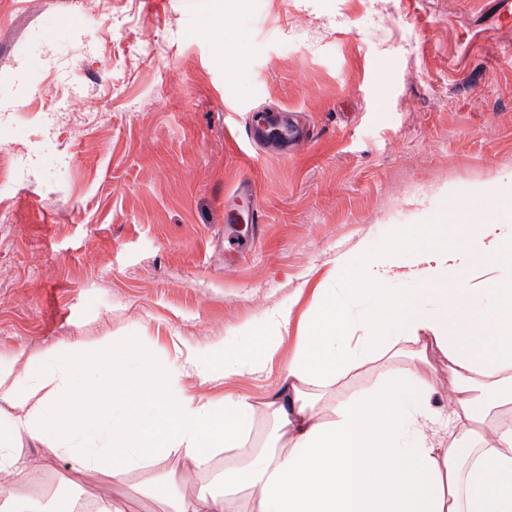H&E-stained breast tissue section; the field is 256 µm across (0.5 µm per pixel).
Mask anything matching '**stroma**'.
<instances>
[{"instance_id":"stroma-1","label":"stroma","mask_w":512,"mask_h":512,"mask_svg":"<svg viewBox=\"0 0 512 512\" xmlns=\"http://www.w3.org/2000/svg\"><path fill=\"white\" fill-rule=\"evenodd\" d=\"M0 363L133 346L128 370L181 365L290 311L263 370L186 393L275 391L310 306L360 272V248L451 198L512 180V0H0ZM279 115L284 150L245 127ZM253 187L261 224L224 222ZM37 490L99 471L45 459Z\"/></svg>"}]
</instances>
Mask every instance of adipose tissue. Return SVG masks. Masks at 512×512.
Listing matches in <instances>:
<instances>
[{"label":"adipose tissue","mask_w":512,"mask_h":512,"mask_svg":"<svg viewBox=\"0 0 512 512\" xmlns=\"http://www.w3.org/2000/svg\"><path fill=\"white\" fill-rule=\"evenodd\" d=\"M501 200L496 190L477 209L449 199L467 230L438 236L431 251L415 249L411 228L397 247L369 252L353 287L331 289L312 308L279 388L262 401L196 400L176 375L205 383L261 369L281 347L283 309L243 343L217 340L176 373L127 371L132 349L118 337L103 349L107 382L78 379L79 348L45 352L33 371L0 365V472L12 477L0 512H123L113 499L36 496L16 447L26 436L117 483L144 473L140 491L163 512H512V279L488 278L490 312L473 305L474 267L512 256V225L487 219ZM405 274L425 280L423 293H399ZM430 350L448 363L455 405L426 372ZM365 369L375 384L354 387ZM147 394L160 401L155 412L142 409ZM169 456L183 466L153 473ZM199 474L207 483L187 492Z\"/></svg>","instance_id":"ef3b65f1"}]
</instances>
